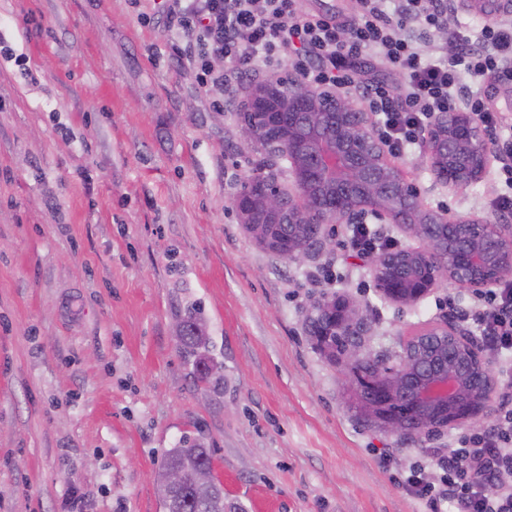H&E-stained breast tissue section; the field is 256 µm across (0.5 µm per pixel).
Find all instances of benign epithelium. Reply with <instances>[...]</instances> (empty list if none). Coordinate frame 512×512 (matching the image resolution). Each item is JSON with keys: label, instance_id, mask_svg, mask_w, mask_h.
I'll use <instances>...</instances> for the list:
<instances>
[{"label": "benign epithelium", "instance_id": "1", "mask_svg": "<svg viewBox=\"0 0 512 512\" xmlns=\"http://www.w3.org/2000/svg\"><path fill=\"white\" fill-rule=\"evenodd\" d=\"M240 135L268 141L288 162L293 190L271 173L248 181L232 204L248 234L269 254L298 265L336 247L337 224L394 223L419 245L370 256L373 287L406 309L447 281L473 296L512 275V224L453 218L425 208L420 191L381 148L367 113L339 90L267 78L244 107ZM318 158L315 165L307 157ZM503 156L470 112L440 114L420 158L434 183L461 189ZM288 225V243L281 226ZM315 347L343 368L358 414L401 438L423 441L462 428L481 429L502 381L461 320L445 318L400 343L392 357L369 345L367 314L345 295L316 298L305 317Z\"/></svg>", "mask_w": 512, "mask_h": 512}]
</instances>
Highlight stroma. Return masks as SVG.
Segmentation results:
<instances>
[{
	"label": "stroma",
	"instance_id": "stroma-1",
	"mask_svg": "<svg viewBox=\"0 0 512 512\" xmlns=\"http://www.w3.org/2000/svg\"><path fill=\"white\" fill-rule=\"evenodd\" d=\"M149 10L0 0V512H163L154 476L186 435L244 512H429L402 479L467 429L414 442L364 422L304 316L348 295L392 350L473 298L444 283L386 303L348 224L308 265L262 250L231 203L261 157L239 138L247 88L202 89ZM397 163L430 210L492 216L494 172L435 190L417 153ZM190 302L224 365L217 393L176 347Z\"/></svg>",
	"mask_w": 512,
	"mask_h": 512
}]
</instances>
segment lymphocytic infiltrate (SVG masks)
<instances>
[{"label": "lymphocytic infiltrate", "mask_w": 512, "mask_h": 512, "mask_svg": "<svg viewBox=\"0 0 512 512\" xmlns=\"http://www.w3.org/2000/svg\"><path fill=\"white\" fill-rule=\"evenodd\" d=\"M168 30L183 46L180 59L205 88H228L289 66L317 90L338 89L366 99L378 117L376 133L391 156L420 147L439 114L475 113L491 132L503 129L475 87L490 74L512 81V20L483 27L479 38H456L447 55L437 38L446 26L449 0H362L357 23L303 12L297 0H154ZM420 27L425 48L407 35ZM224 61L223 68L212 65ZM396 73L390 86L386 73ZM472 319L495 353H512V280L480 296ZM508 389L493 424L464 447L432 449L439 471L427 481L411 467L409 487L430 512H512V363L503 365Z\"/></svg>", "instance_id": "f902f5d3"}]
</instances>
